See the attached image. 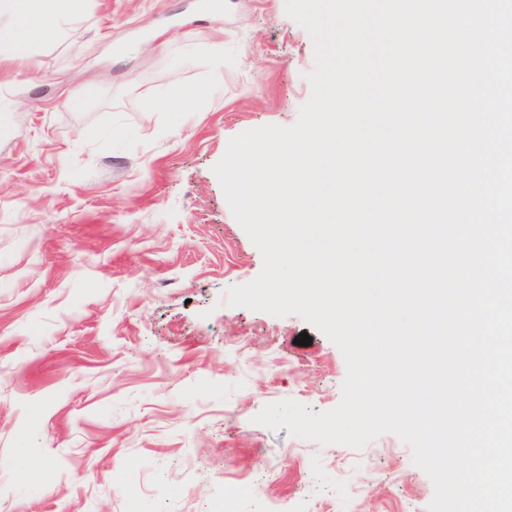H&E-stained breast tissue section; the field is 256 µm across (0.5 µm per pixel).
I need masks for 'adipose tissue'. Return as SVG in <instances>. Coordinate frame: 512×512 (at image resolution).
Wrapping results in <instances>:
<instances>
[{"label":"adipose tissue","mask_w":512,"mask_h":512,"mask_svg":"<svg viewBox=\"0 0 512 512\" xmlns=\"http://www.w3.org/2000/svg\"><path fill=\"white\" fill-rule=\"evenodd\" d=\"M82 10L83 0H0V48L25 57L30 44L54 39Z\"/></svg>","instance_id":"adipose-tissue-1"}]
</instances>
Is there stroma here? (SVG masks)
<instances>
[{
    "mask_svg": "<svg viewBox=\"0 0 512 512\" xmlns=\"http://www.w3.org/2000/svg\"><path fill=\"white\" fill-rule=\"evenodd\" d=\"M202 1L85 0L0 56V512H222L243 484L235 512H427L397 435L355 449L253 422L331 410L346 376L300 316L219 303L263 259L212 168L297 121L314 46L285 0ZM179 86L202 95L145 106Z\"/></svg>",
    "mask_w": 512,
    "mask_h": 512,
    "instance_id": "35a3bbf8",
    "label": "stroma"
}]
</instances>
